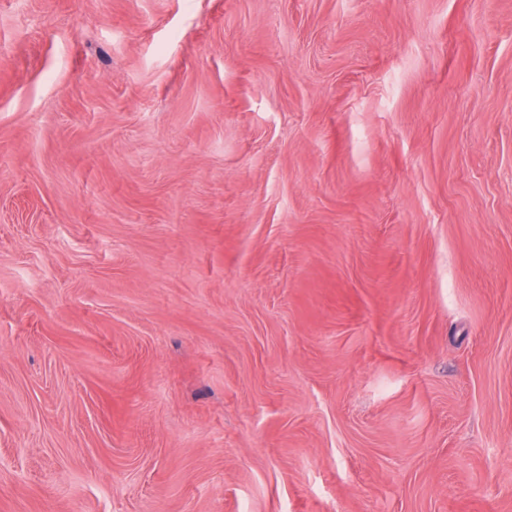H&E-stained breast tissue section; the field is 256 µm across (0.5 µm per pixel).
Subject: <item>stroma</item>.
Segmentation results:
<instances>
[{
	"mask_svg": "<svg viewBox=\"0 0 512 512\" xmlns=\"http://www.w3.org/2000/svg\"><path fill=\"white\" fill-rule=\"evenodd\" d=\"M0 512H512V0H0Z\"/></svg>",
	"mask_w": 512,
	"mask_h": 512,
	"instance_id": "obj_1",
	"label": "stroma"
}]
</instances>
